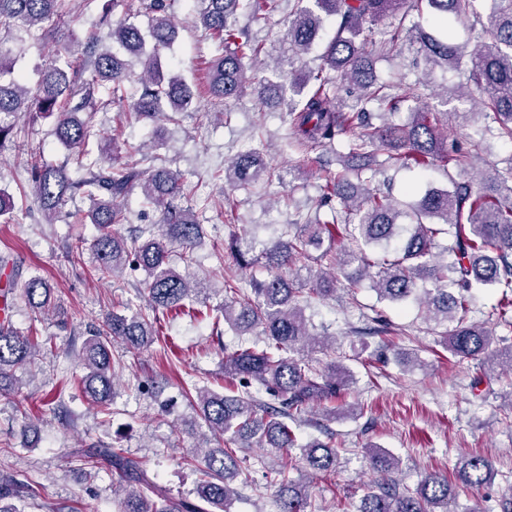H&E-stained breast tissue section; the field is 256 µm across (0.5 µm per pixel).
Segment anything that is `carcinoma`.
Returning <instances> with one entry per match:
<instances>
[{
  "mask_svg": "<svg viewBox=\"0 0 512 512\" xmlns=\"http://www.w3.org/2000/svg\"><path fill=\"white\" fill-rule=\"evenodd\" d=\"M122 2L125 18L104 35H96L85 51L61 63L46 60L37 66L35 86L27 85L20 74H13L15 57L3 47V36L17 32L40 31L47 34L60 27L69 16L68 0H0V146L14 139L16 120L26 116L56 118V139L72 151L81 165L90 140L91 117L96 104L128 108L139 120L153 121L189 108L190 88L176 78L165 79L162 51L173 46L178 31L172 22L169 0H112ZM313 6L297 0L286 31L271 44L278 63L292 62L308 54L325 20L336 19L334 35L322 45L318 70L300 68L289 72L288 84H274L253 76L247 61H255L264 46L256 43L248 28L239 25V16L252 23L266 22L280 7V0H196L195 26L206 31L216 44V54L208 61L207 90L219 100L238 98L253 90L269 101L271 94L290 99L288 118L302 162L318 148L334 144L337 137L353 132L347 157L358 165L342 164L328 173L323 185L322 204L330 207L331 219L317 218L299 226L288 239H278L254 253V245L232 235L229 249L238 267L262 265L263 279L252 278L248 287L238 277L224 278V302L218 312L224 324L240 332L257 331L260 340L242 342L224 349V373L237 382L240 392L225 395L207 388L197 389V416L206 431L200 434L205 449L204 468L199 470L196 500H176L166 487L150 478L136 460L112 448L86 451L90 468L101 463L118 474L116 492L121 496V512H212L228 508L238 491L227 477L249 474L241 468L239 448H295L297 439L288 421L300 422L314 406L332 417L341 409L337 402L352 382V372L334 363L318 370L311 363L316 338L309 331L305 308L313 299L336 295V273L316 274L294 268L299 258L320 261L331 257L330 267L343 270L348 292L367 280L379 300L393 304L412 302L419 316L444 327L448 351L456 358L477 362L481 368L498 360L496 338L482 323L470 322L472 290L479 286L501 289L492 308L496 320L512 322V166L501 168L491 158L483 140L472 142L473 152L448 151L447 137L423 113L413 112L407 122L387 120L373 123L376 116L395 111L400 95L395 86L379 82L366 57V45L359 40L364 25L394 16L408 0H311ZM426 3L434 31L415 25L405 29V18L393 26L389 37L371 43V53L388 56L396 51L402 33L418 44L417 52L431 68H461L463 50L453 41V23L468 20L480 25L481 40L471 49L466 68L467 84L484 94L483 112H464L463 121L482 116L492 120L494 136L512 143V0H491L485 14L477 12L476 0H414ZM148 18L147 30L132 18ZM136 63L141 72L137 98L126 101L119 93ZM357 91L358 109L347 112L341 100H334L326 86L333 84L329 73ZM387 155L385 162H413L426 169L437 162L452 166L463 179L448 176L449 187L432 188L404 211L379 189L352 191L351 178L378 165L374 150ZM142 147L132 146L128 160L106 169H86L74 178L69 171L46 160L44 151L28 154L27 171L35 197L47 223L51 224L68 199L81 195L90 202L89 216L96 235L87 243L77 239L68 246L69 254L80 255L89 247L95 259L98 278L116 276L128 266L148 273L146 288L152 317L111 313L103 325L92 331L78 353L85 373L74 383L100 408L110 411L114 378L110 374L112 341L118 339L130 348H143L154 342L161 325L160 314L177 310L192 296L207 292L199 283L177 271L166 261L164 241L179 243L181 259L188 264L190 251L200 239L201 225L192 209L178 201L188 197L180 174L167 167L146 171L135 159ZM483 158L479 183L464 178L473 158ZM273 171L257 151L237 154L224 165L223 179L231 188H245L269 181ZM140 191L143 203L162 214L161 234L149 233L143 240L128 244L115 225L126 221L116 199ZM338 207H333L332 202ZM448 234L453 242L439 247L437 237ZM341 243L337 256H330L335 243ZM320 254L314 256L311 250ZM34 312L53 315L55 304L48 282L38 276L21 279L16 274L0 290L4 310H9V295L15 290ZM48 341L37 332L26 333L9 324H0V392L16 386L12 370L34 361L47 349ZM263 389L277 404L254 396L252 388ZM371 464L379 476L358 512H449L457 498L448 478L429 474L419 489L410 493L400 489L392 477L399 460L374 445L369 450ZM306 468L315 473L336 471L339 450L336 442L312 441L302 447ZM462 492L476 490L490 481L492 465L481 455H468L455 464ZM279 512H307L308 487L293 482L278 472Z\"/></svg>",
  "mask_w": 512,
  "mask_h": 512,
  "instance_id": "1",
  "label": "carcinoma"
}]
</instances>
